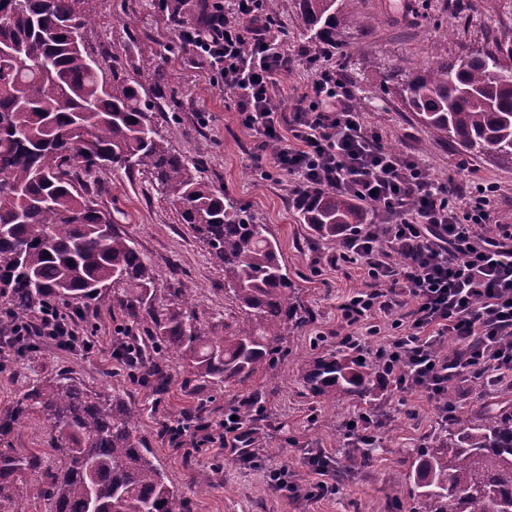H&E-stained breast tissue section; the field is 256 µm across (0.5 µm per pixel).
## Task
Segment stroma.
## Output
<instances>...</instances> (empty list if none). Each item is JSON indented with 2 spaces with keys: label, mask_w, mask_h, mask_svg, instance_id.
<instances>
[{
  "label": "stroma",
  "mask_w": 512,
  "mask_h": 512,
  "mask_svg": "<svg viewBox=\"0 0 512 512\" xmlns=\"http://www.w3.org/2000/svg\"><path fill=\"white\" fill-rule=\"evenodd\" d=\"M90 24L85 31L104 76L112 74V46L135 40L139 52L155 54L156 67L145 70L129 59L130 74L144 85L162 80L170 110L159 113L158 125L171 149L206 162L205 178L237 203L247 207L256 223L266 225L276 239L288 276L306 318L289 339L275 366L257 373L246 391L262 395L263 411L253 428L259 455L248 466L213 447L199 452L175 449L164 431L175 418L195 416L211 425L223 422L236 403L231 392L200 387L183 373L170 353H157L171 382L153 393L131 380L112 356L125 324L121 311L81 302L87 323L97 331L92 352H70L49 343L13 358L0 373V407L9 405L37 379L60 372L93 386L119 385L125 399L140 408L138 435L151 448L169 483L186 498L189 512H381L386 493L411 464L410 449L441 424L432 402L415 388L382 390L371 403L344 399L334 403L313 396L300 379L310 358L336 347L342 324L341 304L366 285L357 265L339 261L340 241H327L302 224L293 205L287 175L262 178L253 168L254 137L244 128L235 103L210 83L192 51L182 47L176 32L161 20L158 0H88ZM281 31L296 55L288 75L279 80V110L290 113L312 72L308 56L318 54L301 18L296 0H279ZM361 17L348 18L341 30L346 47L338 55V70L350 86L373 102L365 111L368 128L382 131L388 146L418 158L440 181L463 179L496 183L491 221L504 223L512 214V161L473 156L456 145L436 141L402 105L396 94H383V74L391 63L414 67L440 60L466 59L496 46L512 43V0H365ZM378 17L365 26L363 15ZM94 188L101 209L111 212L119 231L135 242L157 276V293L181 288L197 303L203 322L224 323V274L212 263L206 246L182 224L179 208L155 191L145 176L107 168L96 175ZM376 412L380 441L369 466L336 483L334 494L309 499L272 492L270 470L290 463L300 483L314 481L310 452L340 462L351 446L340 443L346 421Z\"/></svg>",
  "instance_id": "obj_1"
}]
</instances>
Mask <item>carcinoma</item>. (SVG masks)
Masks as SVG:
<instances>
[{
  "instance_id": "obj_1",
  "label": "carcinoma",
  "mask_w": 512,
  "mask_h": 512,
  "mask_svg": "<svg viewBox=\"0 0 512 512\" xmlns=\"http://www.w3.org/2000/svg\"><path fill=\"white\" fill-rule=\"evenodd\" d=\"M363 0H297L306 27L323 48ZM86 0H0V298L12 315L28 317L47 299L90 300L119 308L148 337L177 357L196 380L244 385L270 369L283 342L303 324L300 305L267 226L257 224L224 191L207 183L201 163L164 142L153 113L156 92L122 64L106 79L85 44ZM178 27L190 0H167ZM512 45L467 60H446L388 81L418 120L443 142L477 156L512 161ZM83 150V163L70 162ZM148 175L203 241L224 272V332L206 328L185 291L155 301L157 278L134 242L94 200L88 178L107 167ZM302 223L322 238L340 226L366 228L364 206L343 193L300 192ZM313 395L327 401L369 402L381 387L377 364L338 349L301 369ZM261 396L238 400L252 420ZM35 417L45 425L51 512H189L166 481L151 450L138 439L140 410L116 387H91L59 373L36 381L0 409V444L14 425ZM32 457L0 447V512H18L28 492ZM411 512H512V411L456 410L424 446L414 449L398 489Z\"/></svg>"
}]
</instances>
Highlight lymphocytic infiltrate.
<instances>
[{
    "instance_id": "lymphocytic-infiltrate-1",
    "label": "lymphocytic infiltrate",
    "mask_w": 512,
    "mask_h": 512,
    "mask_svg": "<svg viewBox=\"0 0 512 512\" xmlns=\"http://www.w3.org/2000/svg\"><path fill=\"white\" fill-rule=\"evenodd\" d=\"M264 3L202 0L196 22L180 24L177 37L254 132L253 162L276 144L273 166L291 177L295 191L334 189L379 214L377 231L352 230L342 240V260L361 263L370 286L341 304L350 331L337 347L363 348L366 336L379 332L372 317L380 312L391 316L395 334L373 358L393 389L416 387L435 400L461 375L512 384V232L500 239L481 233L496 186L449 197L447 184L423 162L393 152L381 132L366 130L348 84L332 67L318 66L291 116H283L275 90L294 55L286 39L273 37ZM445 336L463 345L455 360L435 351ZM41 342L64 351L94 347L83 311L52 301L13 319L0 341V364ZM169 432L200 447L219 444L244 463L257 455L251 430L239 420H225L217 434L205 423Z\"/></svg>"
}]
</instances>
